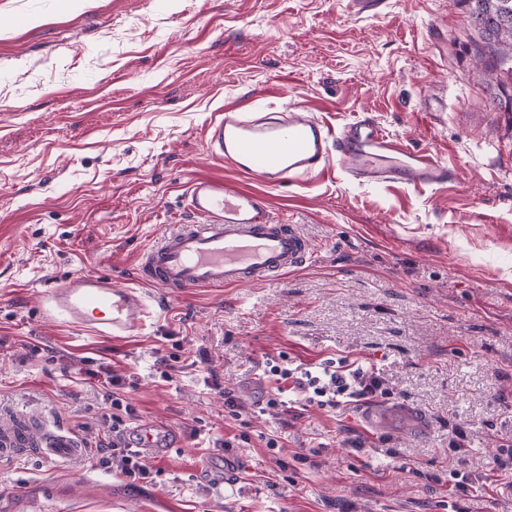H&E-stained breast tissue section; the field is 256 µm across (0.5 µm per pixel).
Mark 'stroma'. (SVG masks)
<instances>
[{"instance_id":"obj_1","label":"stroma","mask_w":512,"mask_h":512,"mask_svg":"<svg viewBox=\"0 0 512 512\" xmlns=\"http://www.w3.org/2000/svg\"><path fill=\"white\" fill-rule=\"evenodd\" d=\"M475 39L453 0H384L369 16L349 0H0V408L87 450L0 462V512H448L455 470L490 485L467 512H512L492 463L512 436V114L475 76ZM227 104H296L335 125L366 113L453 177L413 189L339 172L270 190L312 244L298 271L170 299L147 288L152 320L120 338L65 325L49 288L80 271L133 284L143 251L187 222L189 181L224 174L204 127ZM171 355L166 380L156 359ZM283 355L382 368L384 422L368 427L358 405L254 412L266 360ZM89 361L132 371L136 421L175 430L152 478L99 466L112 423L104 389L82 380ZM229 438L232 486L200 469ZM448 451L453 457L461 459L469 452L468 436L464 424L448 425Z\"/></svg>"}]
</instances>
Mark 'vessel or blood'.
<instances>
[{
  "label": "vessel or blood",
  "instance_id": "b4317fda",
  "mask_svg": "<svg viewBox=\"0 0 512 512\" xmlns=\"http://www.w3.org/2000/svg\"><path fill=\"white\" fill-rule=\"evenodd\" d=\"M212 157L235 173L192 179L186 209L192 223L165 234L137 266L136 285L116 283L94 272L77 274L48 290L52 311L101 336L130 335L150 312L140 283L174 296L196 288L248 286L283 277L311 256V245L293 224L273 220L264 191L288 181L319 177L341 168L361 183L391 182L415 189L445 184L447 164L432 153L409 148L389 136L370 115L341 126L291 105L273 113L228 106L205 127ZM30 426L0 435V459L38 446L48 460H77L85 448L71 431L59 429L32 441ZM130 445L152 458L177 442L166 425L148 421L132 428Z\"/></svg>",
  "mask_w": 512,
  "mask_h": 512
}]
</instances>
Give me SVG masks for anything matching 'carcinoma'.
Returning a JSON list of instances; mask_svg holds the SVG:
<instances>
[{
    "label": "carcinoma",
    "instance_id": "1",
    "mask_svg": "<svg viewBox=\"0 0 512 512\" xmlns=\"http://www.w3.org/2000/svg\"><path fill=\"white\" fill-rule=\"evenodd\" d=\"M459 2L465 5L470 25L478 34L476 67L497 86L498 105L512 112V0Z\"/></svg>",
    "mask_w": 512,
    "mask_h": 512
}]
</instances>
